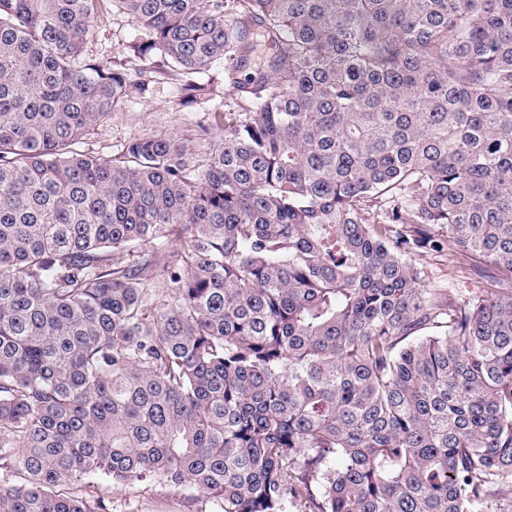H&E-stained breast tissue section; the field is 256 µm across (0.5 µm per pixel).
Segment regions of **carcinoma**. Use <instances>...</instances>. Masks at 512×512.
<instances>
[{
  "mask_svg": "<svg viewBox=\"0 0 512 512\" xmlns=\"http://www.w3.org/2000/svg\"><path fill=\"white\" fill-rule=\"evenodd\" d=\"M109 6L135 80L84 56ZM221 60L203 152L82 147ZM94 476L219 512H478L512 480V0H0V512H105L60 491ZM416 265L425 273V278L434 284L444 285L448 289V298L459 300L476 291L481 281L478 277L461 271L453 263L452 257L447 255L441 258H433L430 255L420 254L415 258Z\"/></svg>",
  "mask_w": 512,
  "mask_h": 512,
  "instance_id": "1",
  "label": "carcinoma"
}]
</instances>
